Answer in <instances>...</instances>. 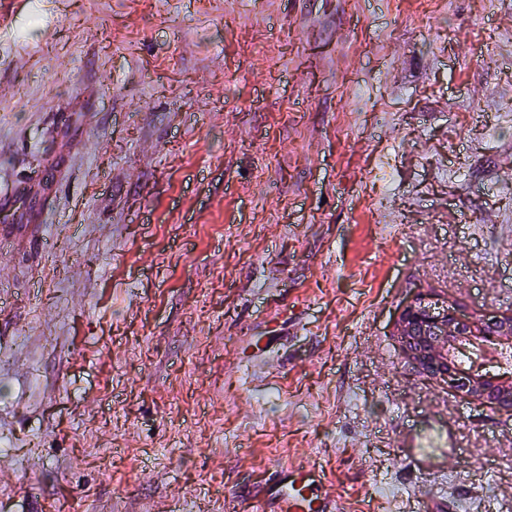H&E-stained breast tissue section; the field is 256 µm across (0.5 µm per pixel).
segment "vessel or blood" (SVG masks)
I'll return each instance as SVG.
<instances>
[{"label": "vessel or blood", "mask_w": 512, "mask_h": 512, "mask_svg": "<svg viewBox=\"0 0 512 512\" xmlns=\"http://www.w3.org/2000/svg\"><path fill=\"white\" fill-rule=\"evenodd\" d=\"M399 446L401 454L419 472L437 478L440 499L446 501L449 512H456L458 501L445 490L446 464L456 446L450 426L435 419L427 420L421 428L405 433ZM235 509L236 512H337L338 506L330 498L320 467L281 464L261 482L254 495L239 498Z\"/></svg>", "instance_id": "b4317fda"}]
</instances>
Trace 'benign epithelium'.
<instances>
[{
	"instance_id": "benign-epithelium-1",
	"label": "benign epithelium",
	"mask_w": 512,
	"mask_h": 512,
	"mask_svg": "<svg viewBox=\"0 0 512 512\" xmlns=\"http://www.w3.org/2000/svg\"><path fill=\"white\" fill-rule=\"evenodd\" d=\"M448 296L432 289H417L399 308L394 321L401 358L426 380L448 388V392L481 407L512 413V377L489 378L475 372L454 370L445 360V349L453 339L484 336L494 343L509 344L506 335L512 313L484 312L463 315L456 304L444 305Z\"/></svg>"
}]
</instances>
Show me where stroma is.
Instances as JSON below:
<instances>
[{
    "label": "stroma",
    "mask_w": 512,
    "mask_h": 512,
    "mask_svg": "<svg viewBox=\"0 0 512 512\" xmlns=\"http://www.w3.org/2000/svg\"><path fill=\"white\" fill-rule=\"evenodd\" d=\"M0 512H512V415L415 373L433 288L512 311V0H0ZM400 453L409 459L425 475L438 479L441 492L437 496L446 504L448 511L458 510V500L448 497V473L446 464L456 447L451 427L435 419L427 420L418 430L405 433L399 442ZM323 470L315 465H277L249 498L239 497L237 512H338Z\"/></svg>",
    "instance_id": "stroma-1"
}]
</instances>
